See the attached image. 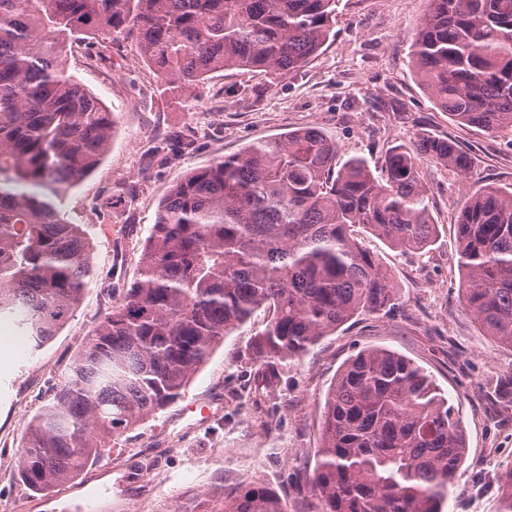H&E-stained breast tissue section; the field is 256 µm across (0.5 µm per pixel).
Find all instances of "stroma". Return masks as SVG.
<instances>
[{
    "instance_id": "1",
    "label": "stroma",
    "mask_w": 512,
    "mask_h": 512,
    "mask_svg": "<svg viewBox=\"0 0 512 512\" xmlns=\"http://www.w3.org/2000/svg\"><path fill=\"white\" fill-rule=\"evenodd\" d=\"M424 0H338L334 40L287 75L233 69L210 75L194 93L164 95L135 38L109 44L74 41L68 70L113 112L110 149L61 201L66 219L83 225L95 281L62 330L41 349L0 338V499L16 512H54L92 500L96 512H209L251 484H263L288 512H317L305 481L320 445L326 393L360 350L386 348L423 366L458 409L468 456L443 512H501V479L512 470V400L498 393L512 376V348L484 336L459 301L456 219L470 184L433 160L421 175L439 236L424 251H401L363 227L358 241L390 269L395 300L357 315L302 361L271 371L251 340L271 313L257 310L225 336L194 373L180 401L115 435L101 460L76 479L35 494L17 479L25 428L48 400L95 326L132 284L143 244L170 186L190 171L269 137L317 126L335 140L336 161L371 162L411 146L418 132L453 141L473 161V175L512 186V134L454 123L419 85L410 45ZM153 457L152 474L120 469Z\"/></svg>"
}]
</instances>
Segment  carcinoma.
<instances>
[{"mask_svg":"<svg viewBox=\"0 0 512 512\" xmlns=\"http://www.w3.org/2000/svg\"><path fill=\"white\" fill-rule=\"evenodd\" d=\"M410 59L455 123L512 132V0H426ZM336 0H0V317L38 350L92 284L89 242L59 200L103 160L114 115L69 74L80 35L134 37L172 96L209 75H288L334 36ZM471 174L454 142L416 137L375 174L336 167L318 127L255 142L177 180L161 201L138 276L28 423L20 482L42 493L78 477L112 437L184 395L215 347L261 307L253 351L302 359L360 312L394 297L392 275L350 228L401 250L437 237L420 157ZM466 311L512 347V187L477 184L456 221ZM468 454L462 422L425 370L384 348L339 370L311 473L319 512H442ZM224 512H288L249 485Z\"/></svg>","mask_w":512,"mask_h":512,"instance_id":"1","label":"carcinoma"}]
</instances>
